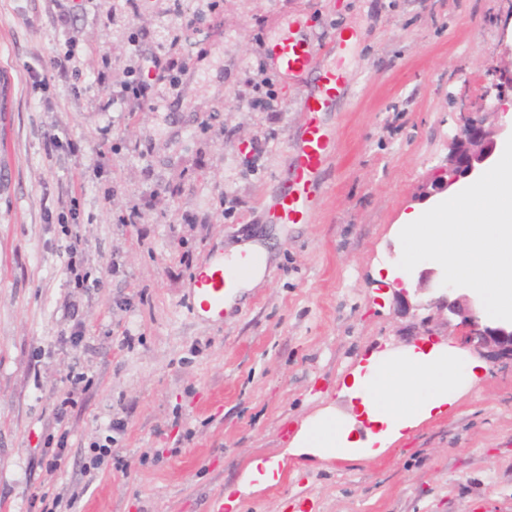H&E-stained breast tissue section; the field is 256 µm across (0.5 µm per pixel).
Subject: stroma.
I'll return each instance as SVG.
<instances>
[{"label":"stroma","instance_id":"stroma-1","mask_svg":"<svg viewBox=\"0 0 512 512\" xmlns=\"http://www.w3.org/2000/svg\"><path fill=\"white\" fill-rule=\"evenodd\" d=\"M71 4L0 0V512H42L44 494L60 497L57 512H211L257 457L278 458L282 479L241 512H512L507 365L461 381L447 410L376 457L292 445L328 408L366 438L340 387L368 357L461 342L442 317L425 337L383 272L402 255L392 227L417 207L462 111L498 127V144L512 136L483 102L493 72L512 70V0H219L184 35L179 96L132 115L96 80L121 74L128 26L103 25L112 0L62 24ZM290 24L317 45L356 37L322 59L347 75L321 116L343 144L322 205L307 223L272 224L303 85L278 80L275 121L239 110L235 94L254 48ZM68 52L80 75L56 67ZM270 131L249 171L250 145ZM136 203L144 221L119 223ZM246 241L268 253L260 281L223 322L189 314L195 270ZM77 373L90 385L57 422ZM105 444L125 470L109 457L88 470Z\"/></svg>","mask_w":512,"mask_h":512}]
</instances>
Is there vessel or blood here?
Here are the masks:
<instances>
[{"mask_svg":"<svg viewBox=\"0 0 512 512\" xmlns=\"http://www.w3.org/2000/svg\"><path fill=\"white\" fill-rule=\"evenodd\" d=\"M335 52V44L314 45L286 33L274 45L271 56L276 69L289 76L318 70L319 57ZM318 72L316 87L306 90L300 99L308 119L294 146L290 180L272 204V217L278 224H297L313 215L322 194L321 175L339 149L320 115L335 111L344 75L336 68ZM260 265L261 253L257 250L241 252L230 265L225 264L223 257H210L193 279L189 295L191 312L205 314L212 321H223L226 300L237 292L240 278Z\"/></svg>","mask_w":512,"mask_h":512,"instance_id":"obj_1","label":"vessel or blood"}]
</instances>
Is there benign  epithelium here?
<instances>
[{"mask_svg":"<svg viewBox=\"0 0 512 512\" xmlns=\"http://www.w3.org/2000/svg\"><path fill=\"white\" fill-rule=\"evenodd\" d=\"M512 85V72L497 75L485 97L496 90L493 110L506 113L509 106L502 93L503 85ZM500 130L486 127L482 119L466 120L460 134L448 146L445 163L438 167L429 185L423 189L420 200L450 190L460 179L471 176L493 156ZM477 299L454 288H446L441 295L431 300L438 311H448V323H457L462 329V344L478 355L512 366V322L485 323L476 312Z\"/></svg>","mask_w":512,"mask_h":512,"instance_id":"7a95c632","label":"benign epithelium"}]
</instances>
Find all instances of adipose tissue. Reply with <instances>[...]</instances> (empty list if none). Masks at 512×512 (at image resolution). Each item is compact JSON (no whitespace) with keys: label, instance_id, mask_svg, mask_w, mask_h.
Returning <instances> with one entry per match:
<instances>
[{"label":"adipose tissue","instance_id":"1","mask_svg":"<svg viewBox=\"0 0 512 512\" xmlns=\"http://www.w3.org/2000/svg\"><path fill=\"white\" fill-rule=\"evenodd\" d=\"M458 358L452 347L428 343L411 347L398 360L385 353L372 356L345 380L360 398L363 417L370 423L368 440L359 441L334 415L324 413L302 429L298 447L327 457L350 448L364 457L376 455L378 449L452 403Z\"/></svg>","mask_w":512,"mask_h":512}]
</instances>
